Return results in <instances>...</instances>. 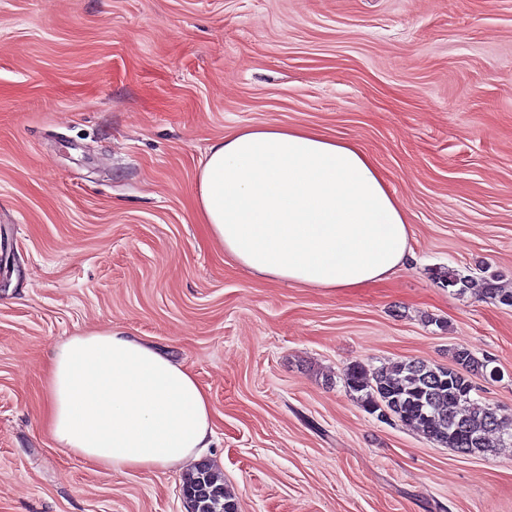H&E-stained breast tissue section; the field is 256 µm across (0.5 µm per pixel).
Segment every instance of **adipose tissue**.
Listing matches in <instances>:
<instances>
[{"label": "adipose tissue", "mask_w": 512, "mask_h": 512, "mask_svg": "<svg viewBox=\"0 0 512 512\" xmlns=\"http://www.w3.org/2000/svg\"><path fill=\"white\" fill-rule=\"evenodd\" d=\"M195 202L225 254L272 281L361 288L411 255L406 215L371 158L313 128L252 126L213 143ZM43 382L50 435L101 470L182 467L213 442L210 397L193 373L126 331L70 337Z\"/></svg>", "instance_id": "ef3b65f1"}]
</instances>
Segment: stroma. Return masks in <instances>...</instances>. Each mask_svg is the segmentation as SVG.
Wrapping results in <instances>:
<instances>
[{
	"label": "stroma",
	"instance_id": "35a3bbf8",
	"mask_svg": "<svg viewBox=\"0 0 512 512\" xmlns=\"http://www.w3.org/2000/svg\"><path fill=\"white\" fill-rule=\"evenodd\" d=\"M358 145L413 261L355 290L242 270L195 206L248 126ZM0 512H184L182 474L106 472L42 423L60 342L112 327L209 394L239 512H512V446L460 456L380 421L345 369L490 361L512 412V0H0ZM443 273V277H445L448 287H456L460 285V290H475L481 299L512 306V291L507 292L502 288H498L496 284L493 283L492 279H488L487 277H482L480 279H462L458 277V274L455 273L454 270H450L449 268L448 271Z\"/></svg>",
	"mask_w": 512,
	"mask_h": 512
}]
</instances>
